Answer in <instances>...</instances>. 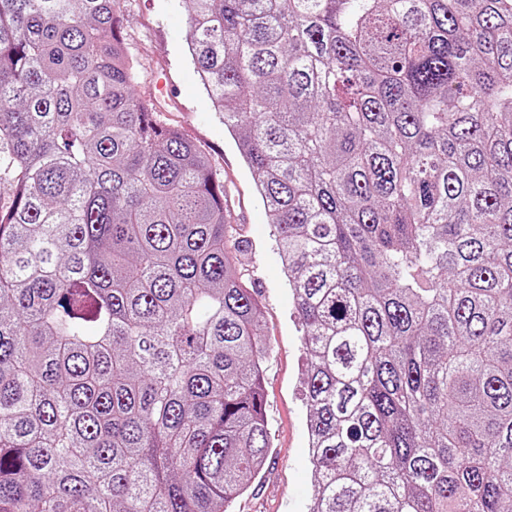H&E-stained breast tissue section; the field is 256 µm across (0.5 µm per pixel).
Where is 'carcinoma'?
<instances>
[{
    "instance_id": "1",
    "label": "carcinoma",
    "mask_w": 512,
    "mask_h": 512,
    "mask_svg": "<svg viewBox=\"0 0 512 512\" xmlns=\"http://www.w3.org/2000/svg\"><path fill=\"white\" fill-rule=\"evenodd\" d=\"M307 366L309 512H512V0H185ZM122 0H0V512H229L245 248Z\"/></svg>"
}]
</instances>
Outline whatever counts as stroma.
I'll use <instances>...</instances> for the list:
<instances>
[{
  "label": "stroma",
  "instance_id": "1",
  "mask_svg": "<svg viewBox=\"0 0 512 512\" xmlns=\"http://www.w3.org/2000/svg\"><path fill=\"white\" fill-rule=\"evenodd\" d=\"M123 9L127 51L139 63L135 91L160 108L163 123L177 128L204 152L223 180L227 218L247 243L238 256V269L257 288L263 305L269 347L263 362V393L273 448L231 512H307L315 482L308 457L303 339L255 178L221 114L212 110L186 51L184 0H123ZM162 79L171 83L174 103H167L158 90Z\"/></svg>",
  "mask_w": 512,
  "mask_h": 512
}]
</instances>
